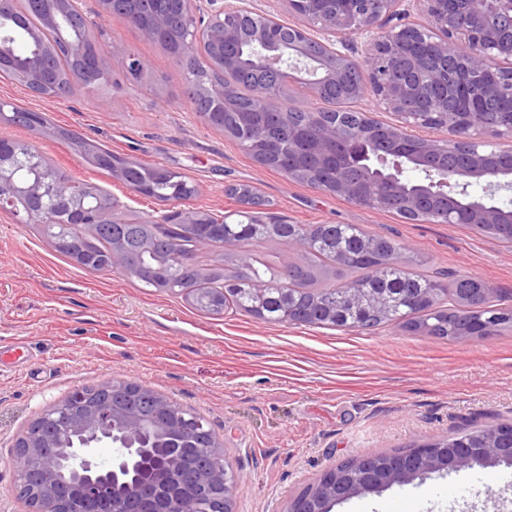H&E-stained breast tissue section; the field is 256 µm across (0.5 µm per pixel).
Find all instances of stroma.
I'll list each match as a JSON object with an SVG mask.
<instances>
[{
  "label": "stroma",
  "instance_id": "stroma-1",
  "mask_svg": "<svg viewBox=\"0 0 512 512\" xmlns=\"http://www.w3.org/2000/svg\"><path fill=\"white\" fill-rule=\"evenodd\" d=\"M148 64L141 82L113 71L92 93L43 98L0 76V101L40 112L57 128L112 153L186 174L191 207L232 214L228 189L247 186L290 224H352L470 276L512 309V247L461 224L410 222L288 180L209 126L185 98L170 54L112 20L93 30ZM37 145L73 178L102 187L135 214L157 209L129 195L55 137L15 125L0 136ZM132 381L203 415L242 477L237 512H284L325 469L512 421V328L439 338L395 326L374 331L271 324L214 315L185 297L143 287L121 271L79 267L29 225L0 212V512H28L14 492V440L72 389ZM332 512H512V465H478L337 503Z\"/></svg>",
  "mask_w": 512,
  "mask_h": 512
}]
</instances>
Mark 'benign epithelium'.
Segmentation results:
<instances>
[{
  "mask_svg": "<svg viewBox=\"0 0 512 512\" xmlns=\"http://www.w3.org/2000/svg\"><path fill=\"white\" fill-rule=\"evenodd\" d=\"M135 0H98L97 17L128 25L133 11L127 4ZM295 22L285 24L274 12L254 8L251 0H208L203 11L197 0H174L175 11L190 34V53L212 71H231L237 60L227 50L243 43L255 51L252 69L268 79L252 87L253 112L288 114L295 87L307 89L325 101L326 89L341 82L350 69L360 73L351 88V97L362 101L375 98L397 120L385 124L384 146L379 159L399 156L425 175L422 184L409 189L402 169L383 172L369 170L361 181L349 175L353 150L371 141L375 122L350 124L326 122L321 111L310 110V132L317 145L338 159L333 179L316 189L336 194L345 200L376 212L390 213L398 207L411 221L425 216L437 224L455 223L458 205L467 210V223L495 226L512 224V209L503 206L500 193L512 192V149L499 147L498 139L512 137V113L504 112L489 123L476 100L499 94L512 96V0H455L448 11L447 0H423L427 23L400 24L369 44L363 54L346 39L384 28L398 14L402 0H324L316 12L312 0H282ZM27 11L42 17L37 29H27V39L35 46L32 53L17 57L8 43L17 13L16 0H0V67L18 72L31 93L44 89L48 72L42 65L45 53L61 54L60 46L47 44L59 21L80 24L90 33L96 20L88 17L79 0H24ZM171 20L167 14L155 16L152 24L140 27L149 39L167 41ZM288 30V41L279 39ZM415 40L429 46L426 58H410L411 68L403 75L397 62L405 48ZM75 63L70 70L66 92L93 89L84 77L95 71L105 78L119 68L129 78H141L145 61L132 49L116 42L96 46L93 54L85 50L84 39L65 44ZM510 62L507 67L490 65L492 57ZM206 94L228 107L237 95L235 83L220 79L208 87L192 89L188 97ZM438 127L446 137L436 139L418 134ZM465 154L472 162L444 168L441 159ZM503 156L505 165L488 166V161ZM17 168L15 141L0 137V211H11L20 224L46 223L50 217L35 206L45 197L67 200L70 214L78 224L110 225L126 218V205L101 192L94 206L85 203L91 186L68 177H52L39 165L32 166V177L15 182ZM449 187L444 211H428L424 200L432 196L430 185ZM481 185L484 194L474 196L469 187ZM213 214L166 202L148 215L149 224H209ZM364 290L345 287L340 305L367 310ZM509 440L503 430L486 429L475 448L462 440L446 448L424 446L402 454L391 453L379 462L374 455L354 460L361 479L347 482L336 468L325 470L302 494L292 499L284 512H331L332 507L355 496L379 493L394 485L408 484L427 473L448 472L461 467L512 465V426ZM196 439L209 442L220 459L195 460L187 443ZM113 449L110 469L100 473L99 449ZM11 466L14 490L28 504L29 512H204L202 498L219 503V512H236L239 472L226 457L223 443L206 427L202 417L188 421L173 407V402L149 387L120 382L105 390L102 399L90 401L78 387L63 400L44 408L21 431L14 442ZM154 456L156 469L149 480L131 482L119 479L146 458ZM183 456L188 469L177 477L164 461L168 455Z\"/></svg>",
  "mask_w": 512,
  "mask_h": 512,
  "instance_id": "1",
  "label": "benign epithelium"
}]
</instances>
